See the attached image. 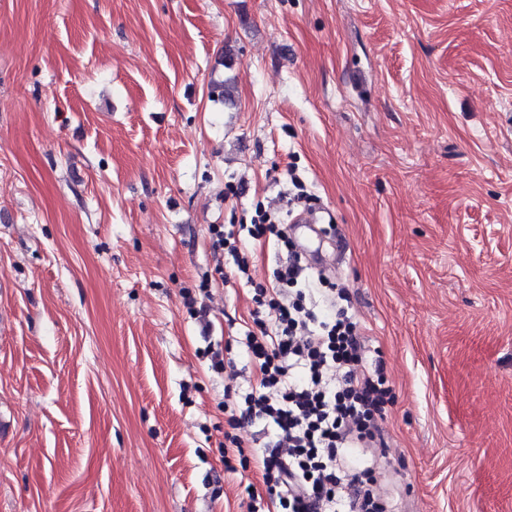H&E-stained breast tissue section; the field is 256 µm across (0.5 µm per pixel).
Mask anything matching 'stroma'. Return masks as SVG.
Masks as SVG:
<instances>
[{
	"instance_id": "obj_1",
	"label": "stroma",
	"mask_w": 512,
	"mask_h": 512,
	"mask_svg": "<svg viewBox=\"0 0 512 512\" xmlns=\"http://www.w3.org/2000/svg\"><path fill=\"white\" fill-rule=\"evenodd\" d=\"M290 199L386 363L381 497L512 512V0H0V512H247L277 248L210 227Z\"/></svg>"
}]
</instances>
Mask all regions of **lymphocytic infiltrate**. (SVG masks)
Masks as SVG:
<instances>
[{"mask_svg": "<svg viewBox=\"0 0 512 512\" xmlns=\"http://www.w3.org/2000/svg\"><path fill=\"white\" fill-rule=\"evenodd\" d=\"M211 231L243 274V239L272 240L282 251L269 285L254 290L256 328L243 338L257 382L224 394L230 427H260L269 502L277 512H397L381 500L374 468L387 448L379 422L392 389L384 359H367L348 290L318 287L287 225L265 213Z\"/></svg>", "mask_w": 512, "mask_h": 512, "instance_id": "obj_1", "label": "lymphocytic infiltrate"}]
</instances>
